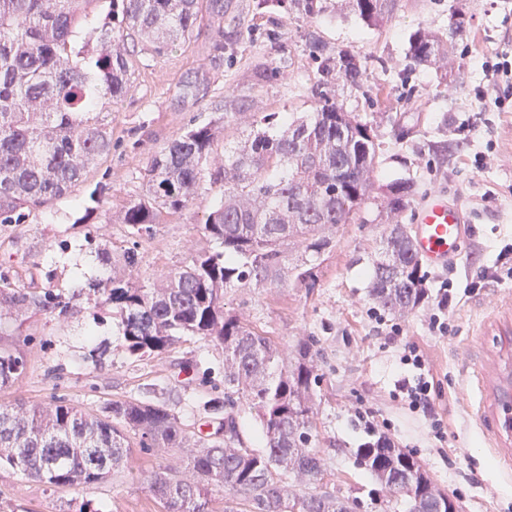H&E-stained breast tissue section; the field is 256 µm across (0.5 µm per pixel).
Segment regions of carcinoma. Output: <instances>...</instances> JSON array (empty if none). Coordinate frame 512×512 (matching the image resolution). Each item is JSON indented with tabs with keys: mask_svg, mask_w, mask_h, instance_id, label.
<instances>
[{
	"mask_svg": "<svg viewBox=\"0 0 512 512\" xmlns=\"http://www.w3.org/2000/svg\"><path fill=\"white\" fill-rule=\"evenodd\" d=\"M92 0H0V224L26 216L87 179L90 166L112 148L106 105L130 85L132 58L146 43L157 55L191 40L201 0H112L115 25L88 21ZM393 0H345L374 26ZM297 17L318 19L335 0H260ZM418 63L441 54L439 41L418 33L410 41ZM331 69L314 87L315 110L306 116L271 112L253 120L237 145L214 150L212 124L186 129L154 152L144 169L145 193L125 208L132 246L123 272L95 289L96 306L120 319L126 350L161 356L182 337L224 348V440L205 441L160 402L112 400L83 410L61 400L49 407L0 404V466L55 487L90 486L121 467L133 448H190L192 477L154 470L150 489L165 512H208V496L224 492V512H349L356 498L324 483L325 458L312 439L316 382L311 348L298 343L286 356L273 337L224 310V289L265 288L288 280L312 288L319 257L335 246L336 225L347 224L369 199L377 144L371 126L346 112L327 92ZM224 178V193L207 206L204 235L220 249L199 251L162 276L140 280L137 248L163 214L199 199L206 176ZM108 187L88 188L79 207L96 212ZM421 263L408 235H388L373 262L372 300L397 313L425 297ZM77 294L39 291L0 276V308L17 314L54 311L65 316ZM24 359L0 351V386L13 385ZM244 394L262 429L264 445L240 437L233 396ZM356 460L391 508L448 512L442 489L409 451L370 443ZM295 476L299 486L288 483Z\"/></svg>",
	"mask_w": 512,
	"mask_h": 512,
	"instance_id": "1",
	"label": "carcinoma"
}]
</instances>
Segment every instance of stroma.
<instances>
[{
  "label": "stroma",
  "instance_id": "35a3bbf8",
  "mask_svg": "<svg viewBox=\"0 0 512 512\" xmlns=\"http://www.w3.org/2000/svg\"><path fill=\"white\" fill-rule=\"evenodd\" d=\"M465 20L450 34L451 14ZM425 30L452 41L453 67L413 61L409 38ZM512 51V0H394L388 18L365 25L347 11L318 20L261 7L259 0H224L223 20L203 16L189 45L133 63L131 87L112 105V150L88 174L109 187L102 208L83 219L76 206L87 185L32 212L25 223L0 226V273L28 288L51 285L88 292L110 274L100 248L120 253L128 230L120 218L145 191L150 155L185 128L214 124L216 150L240 141L227 112L244 119L261 112H310L324 61L350 54L357 81L334 71L333 101L372 125L379 145L371 197L350 223L336 228V247L321 256L320 281L272 288H228L225 310L266 332L284 351L311 340L318 376L312 433L327 459L325 481L359 497L364 512L373 486L355 463L369 441L366 424L413 452L434 482L463 512H512V431L488 395L512 330V99L489 87L483 65ZM411 185L400 213L413 225L420 203L444 194L468 220L461 256L436 268L422 264L424 300L405 314L382 310L368 295L373 261L389 230L385 202L394 181ZM222 183L204 181L200 200L163 215L141 241L138 271L145 283L216 248L201 230L203 208ZM453 280L451 329L432 331L441 281ZM416 346L433 377L435 414L412 408L397 382L410 375L402 361ZM0 346L17 351L25 371L0 388V404L61 399L98 409L117 399L164 403L192 431L214 434L220 417L205 401L224 395V350L182 338L164 356L125 349L111 308L81 304L58 317L0 318ZM442 418V430L432 426ZM189 451L133 449L124 467L84 489L54 487L0 469V512H161L145 479L158 468L185 472Z\"/></svg>",
  "mask_w": 512,
  "mask_h": 512
}]
</instances>
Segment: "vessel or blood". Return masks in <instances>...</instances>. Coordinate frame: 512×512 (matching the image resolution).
I'll list each match as a JSON object with an SVG mask.
<instances>
[{
  "label": "vessel or blood",
  "mask_w": 512,
  "mask_h": 512,
  "mask_svg": "<svg viewBox=\"0 0 512 512\" xmlns=\"http://www.w3.org/2000/svg\"><path fill=\"white\" fill-rule=\"evenodd\" d=\"M466 236V218L459 205L443 195L426 198L419 206L414 224V244L421 260L443 265L458 258Z\"/></svg>",
  "instance_id": "1"
}]
</instances>
